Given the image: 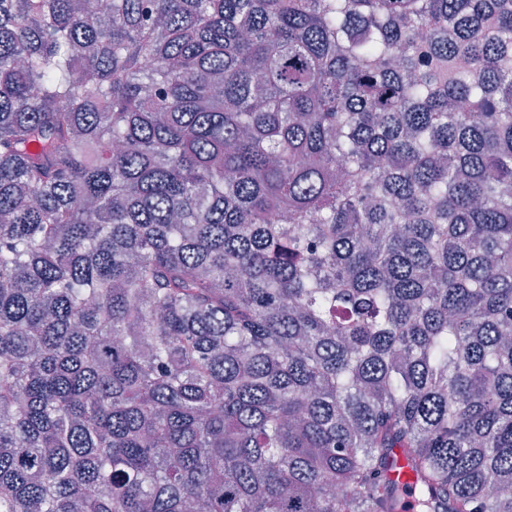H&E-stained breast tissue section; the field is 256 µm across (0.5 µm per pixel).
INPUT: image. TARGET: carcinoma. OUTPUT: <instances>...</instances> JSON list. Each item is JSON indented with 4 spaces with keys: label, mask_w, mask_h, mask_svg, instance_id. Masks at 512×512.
<instances>
[{
    "label": "carcinoma",
    "mask_w": 512,
    "mask_h": 512,
    "mask_svg": "<svg viewBox=\"0 0 512 512\" xmlns=\"http://www.w3.org/2000/svg\"><path fill=\"white\" fill-rule=\"evenodd\" d=\"M95 2L0 0V512H512V0Z\"/></svg>",
    "instance_id": "1"
}]
</instances>
